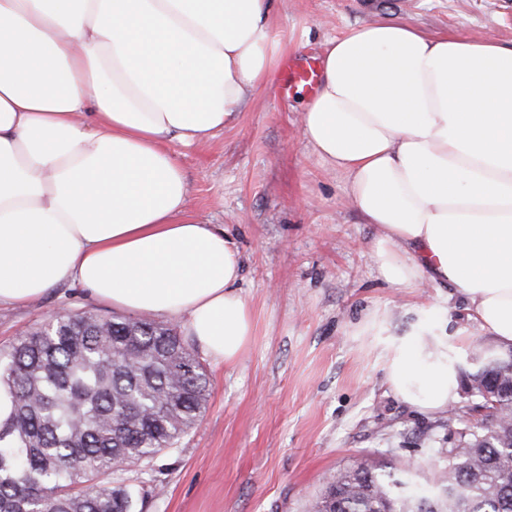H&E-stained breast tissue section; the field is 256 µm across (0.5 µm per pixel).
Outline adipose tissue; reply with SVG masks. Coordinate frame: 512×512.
<instances>
[{"instance_id": "adipose-tissue-1", "label": "adipose tissue", "mask_w": 512, "mask_h": 512, "mask_svg": "<svg viewBox=\"0 0 512 512\" xmlns=\"http://www.w3.org/2000/svg\"><path fill=\"white\" fill-rule=\"evenodd\" d=\"M271 0H0V305L61 282L182 320L211 360L254 334L224 230L189 217L173 144L213 138L275 82ZM302 138L381 236L380 275L452 285L512 348V45L378 21L331 39ZM411 407L458 397L448 336L420 313L385 340Z\"/></svg>"}]
</instances>
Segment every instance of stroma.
<instances>
[{
	"label": "stroma",
	"instance_id": "obj_1",
	"mask_svg": "<svg viewBox=\"0 0 512 512\" xmlns=\"http://www.w3.org/2000/svg\"><path fill=\"white\" fill-rule=\"evenodd\" d=\"M284 56L321 57L329 39L375 21L432 36L512 44V0H273ZM304 94L258 88L209 142L178 147L188 209L225 230L242 263L251 343L230 364L202 358L208 407L177 448L128 468L143 512H307L328 478L355 460L406 463L419 480L443 461L444 413L403 403L385 380L381 335L408 332L418 308L462 343L461 373L477 345L492 346L453 287L402 288L377 272L379 236L349 203L343 175L301 138ZM111 315L78 286L60 284L24 307L0 306V348L56 312Z\"/></svg>",
	"mask_w": 512,
	"mask_h": 512
}]
</instances>
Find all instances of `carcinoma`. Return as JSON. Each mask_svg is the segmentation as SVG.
Returning a JSON list of instances; mask_svg holds the SVG:
<instances>
[{
  "mask_svg": "<svg viewBox=\"0 0 512 512\" xmlns=\"http://www.w3.org/2000/svg\"><path fill=\"white\" fill-rule=\"evenodd\" d=\"M448 410L455 439L431 484L403 465L337 472L310 512H512V348H484ZM15 402L0 424V512H142L126 466L178 447L210 395L173 326L92 312L57 318L0 350Z\"/></svg>",
  "mask_w": 512,
  "mask_h": 512,
  "instance_id": "obj_1",
  "label": "carcinoma"
}]
</instances>
